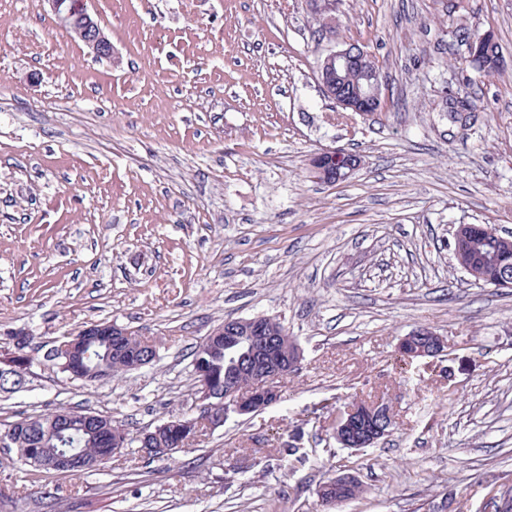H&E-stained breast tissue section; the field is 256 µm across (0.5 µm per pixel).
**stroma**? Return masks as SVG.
Returning <instances> with one entry per match:
<instances>
[{
    "label": "stroma",
    "mask_w": 512,
    "mask_h": 512,
    "mask_svg": "<svg viewBox=\"0 0 512 512\" xmlns=\"http://www.w3.org/2000/svg\"><path fill=\"white\" fill-rule=\"evenodd\" d=\"M94 58L47 0H0V357L93 323L155 341L151 364L91 385L35 358L0 420L81 406L135 434L197 411L195 346L276 318L303 360L280 400L170 458L138 445L101 472L35 474L0 448V512H480L512 486V289L471 285L459 224L512 233V0H343L318 39L305 0H91ZM509 64L479 73L457 32ZM378 62L393 106L339 113L316 62L333 42ZM474 96V112L445 111ZM362 163L311 174L322 149ZM431 328L446 356L399 358ZM358 399L387 402L375 446L337 442ZM307 455L297 462L288 450ZM348 465L358 499L317 492ZM314 157V163L325 160L334 164L333 177L336 179V183L348 180L361 165L354 155L339 148L324 149Z\"/></svg>",
    "instance_id": "obj_1"
}]
</instances>
